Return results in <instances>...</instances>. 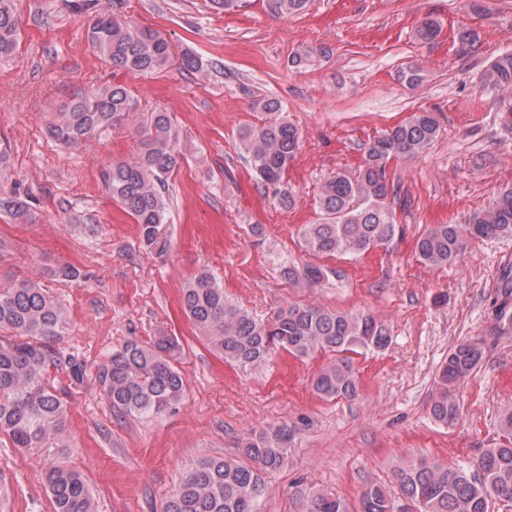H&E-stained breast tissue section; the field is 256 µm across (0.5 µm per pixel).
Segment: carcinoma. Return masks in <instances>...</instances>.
<instances>
[{
  "instance_id": "1",
  "label": "carcinoma",
  "mask_w": 512,
  "mask_h": 512,
  "mask_svg": "<svg viewBox=\"0 0 512 512\" xmlns=\"http://www.w3.org/2000/svg\"><path fill=\"white\" fill-rule=\"evenodd\" d=\"M308 0H267L278 17L304 9ZM88 38L105 61L118 70L159 74L176 64L202 75L206 66L191 52L175 53L161 32L140 29L115 12L96 14ZM18 44V21L11 0H0V57L12 55ZM485 83L512 94V52L495 56L484 72ZM131 91L118 83L73 101L56 115L51 135L66 146H77L108 129L136 122L140 137L136 156L112 164L106 189L122 204L138 228L139 247L155 261H168L172 231L168 224L166 183L186 161L168 112L137 111ZM258 123L238 132L239 149L261 185L272 191L278 205L295 204L284 175L295 159L301 133L290 122L282 102L262 97L253 102ZM440 135V123L426 110L384 130L368 141L363 162L352 171L339 170L318 188L319 219L298 230L305 254L335 259L366 252L391 242L397 232L392 203L397 186L385 177L390 162L427 150ZM0 206L17 218L28 214L26 200L13 197ZM512 237V187L492 204L475 210L465 224H436L416 244L421 263L443 268L459 262L473 239ZM335 270L313 262L281 264V274L296 288H321ZM46 276L79 283L87 273L64 264L46 269ZM182 309L206 343L241 369H257L282 349L304 359L318 352L335 358L311 379L313 391L326 400L351 399L358 378L346 353L357 348L381 351L391 336L370 314L329 309L315 303L289 302L265 321L229 300L214 274L201 270L182 288ZM70 328L67 310L39 283L25 279L0 287V433L14 447L28 451L50 448L62 438L66 408L49 381V370L62 362L59 348ZM485 341L470 339L448 352L439 372L433 418L448 426L460 416L457 386L476 374ZM181 346L175 336L160 332L144 341L130 338L112 350L98 366L95 381L113 413L127 419H155L179 411L185 381L177 366ZM499 431L504 443L486 448L473 468L440 464L424 455L401 460L393 481H371L362 489L360 512H393V498L415 503L420 512H491L492 501H512V410L502 412ZM292 431L272 426L243 439L241 457L207 456L183 471L162 504L161 512H259L268 487L265 476L288 460ZM44 481L54 512H95L86 476L63 461H52ZM303 512H350L345 499L314 491Z\"/></svg>"
}]
</instances>
